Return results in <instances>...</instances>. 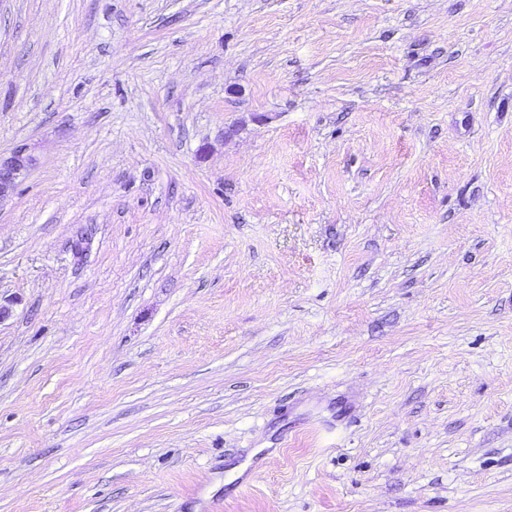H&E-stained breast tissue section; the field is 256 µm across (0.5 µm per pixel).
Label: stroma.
<instances>
[{"label": "stroma", "instance_id": "obj_1", "mask_svg": "<svg viewBox=\"0 0 512 512\" xmlns=\"http://www.w3.org/2000/svg\"><path fill=\"white\" fill-rule=\"evenodd\" d=\"M0 512H512V0H0ZM34 162L26 148L14 150L10 156L0 155V201L12 192Z\"/></svg>", "mask_w": 512, "mask_h": 512}]
</instances>
